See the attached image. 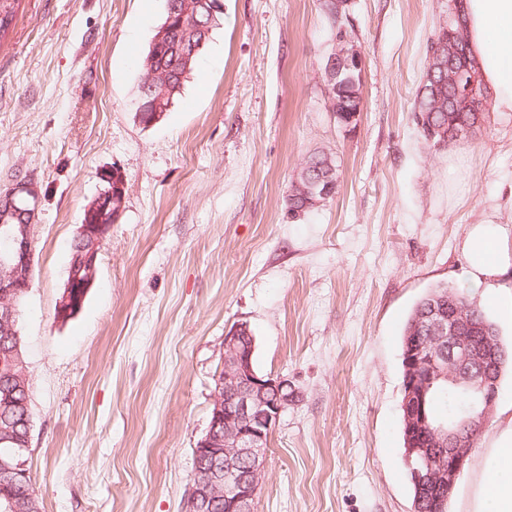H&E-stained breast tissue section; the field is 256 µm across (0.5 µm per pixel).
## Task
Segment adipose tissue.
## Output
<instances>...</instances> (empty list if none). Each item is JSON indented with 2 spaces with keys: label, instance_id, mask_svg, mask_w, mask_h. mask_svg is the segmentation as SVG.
I'll list each match as a JSON object with an SVG mask.
<instances>
[{
  "label": "adipose tissue",
  "instance_id": "obj_1",
  "mask_svg": "<svg viewBox=\"0 0 512 512\" xmlns=\"http://www.w3.org/2000/svg\"><path fill=\"white\" fill-rule=\"evenodd\" d=\"M463 33L475 76L493 111L512 116V0H462ZM474 288L492 289L501 313L512 319V228L481 220L461 244ZM499 436L475 482L470 512H512V411L502 410Z\"/></svg>",
  "mask_w": 512,
  "mask_h": 512
}]
</instances>
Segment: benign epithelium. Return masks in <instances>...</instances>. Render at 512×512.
I'll return each mask as SVG.
<instances>
[{"instance_id": "obj_1", "label": "benign epithelium", "mask_w": 512, "mask_h": 512, "mask_svg": "<svg viewBox=\"0 0 512 512\" xmlns=\"http://www.w3.org/2000/svg\"><path fill=\"white\" fill-rule=\"evenodd\" d=\"M350 0L336 2L338 30L331 52L323 64L325 107L334 116L341 108L336 101V90L343 74L362 72L363 60L350 33L351 16H342V8ZM440 39L435 41L428 57V79H434L435 70L448 74L455 86L453 105L461 109H476L473 102L475 82L470 72L457 66L456 60L465 55L464 44L453 40L454 32L441 24ZM162 96L156 93L151 80L141 82L137 99V111L148 107L158 108ZM309 191L322 200L334 196L337 186L332 173L308 181ZM35 197L27 183L13 187L0 198V328L12 333L15 330L19 310L17 303L31 285L30 273L33 262L32 232L34 209L28 198ZM110 225L83 223L77 230L75 241L79 247L74 255L75 267L85 276L73 275L66 284V293L59 301L60 315L69 314V296L72 288H90L96 275L98 247L103 244ZM427 327L438 339V345L430 348L421 337L412 336L403 355L404 381L401 384L400 410L403 413L410 453L425 458L424 466L413 470V480L419 488L433 493V512H443L448 494L454 489L465 471L471 454L472 442L482 433L486 419L499 394V379L485 372L481 380L471 384V368L486 366L497 361L499 354L490 337H477L462 332L465 315L448 314L445 307L432 309ZM241 324L231 326L224 336V361L222 371L224 390L214 392L211 422L208 433L196 443V447L212 455L210 467L202 470L195 464L191 489L184 503V512H213L220 505L221 512H252V502L264 477L265 455L269 438L280 419L281 413L296 396L295 389L281 378L258 374L252 365L253 344H243L239 335ZM0 370L22 380L26 370L20 368L19 359L12 351H0ZM439 381L468 388L475 386L477 404L471 406L457 424L436 423L425 412V400ZM447 450L448 459L434 457L420 444ZM245 461L250 478L239 475L238 464ZM6 484L27 480L25 462L17 465L2 464Z\"/></svg>"}]
</instances>
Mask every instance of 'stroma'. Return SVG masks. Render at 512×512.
<instances>
[{
    "label": "stroma",
    "instance_id": "1",
    "mask_svg": "<svg viewBox=\"0 0 512 512\" xmlns=\"http://www.w3.org/2000/svg\"><path fill=\"white\" fill-rule=\"evenodd\" d=\"M223 4L148 127L134 99L165 0H20L0 44V195L38 191L19 327L41 512H183L241 322L258 371L298 392L253 512H412L403 328L433 287L466 286L461 240L512 184V118L484 112L444 148L420 135L426 43L450 0H352L364 71L349 127L325 108L321 0ZM315 152L335 162L336 193L291 217L290 184ZM115 170L123 210L82 308L59 320L70 245ZM509 405L511 373L448 512H467Z\"/></svg>",
    "mask_w": 512,
    "mask_h": 512
}]
</instances>
